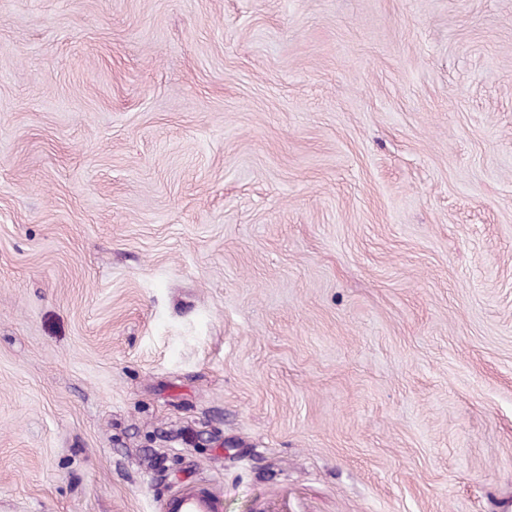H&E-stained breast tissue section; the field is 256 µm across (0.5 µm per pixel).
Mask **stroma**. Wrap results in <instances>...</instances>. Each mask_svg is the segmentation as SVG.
<instances>
[{"mask_svg": "<svg viewBox=\"0 0 512 512\" xmlns=\"http://www.w3.org/2000/svg\"><path fill=\"white\" fill-rule=\"evenodd\" d=\"M512 512V0H0V512ZM223 499L210 488L191 485L176 490L161 503V512H223Z\"/></svg>", "mask_w": 512, "mask_h": 512, "instance_id": "1", "label": "stroma"}]
</instances>
